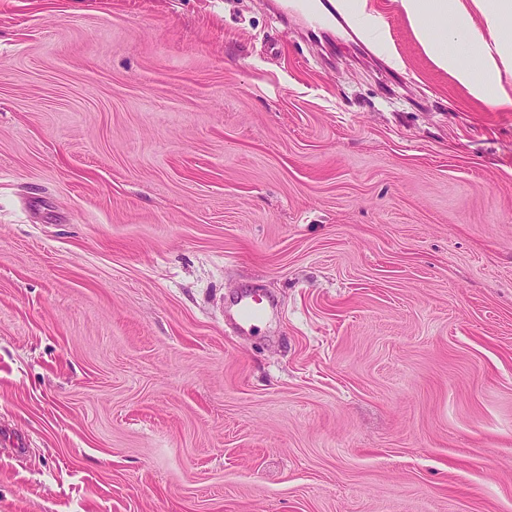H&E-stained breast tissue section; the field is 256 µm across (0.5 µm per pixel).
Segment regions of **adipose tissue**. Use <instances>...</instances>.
I'll return each instance as SVG.
<instances>
[{
  "label": "adipose tissue",
  "mask_w": 512,
  "mask_h": 512,
  "mask_svg": "<svg viewBox=\"0 0 512 512\" xmlns=\"http://www.w3.org/2000/svg\"><path fill=\"white\" fill-rule=\"evenodd\" d=\"M434 61L475 97L512 111V0H399Z\"/></svg>",
  "instance_id": "ef3b65f1"
}]
</instances>
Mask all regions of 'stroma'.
I'll list each match as a JSON object with an SVG mask.
<instances>
[{
    "instance_id": "35a3bbf8",
    "label": "stroma",
    "mask_w": 512,
    "mask_h": 512,
    "mask_svg": "<svg viewBox=\"0 0 512 512\" xmlns=\"http://www.w3.org/2000/svg\"><path fill=\"white\" fill-rule=\"evenodd\" d=\"M278 2L0 0V512H512V112Z\"/></svg>"
}]
</instances>
